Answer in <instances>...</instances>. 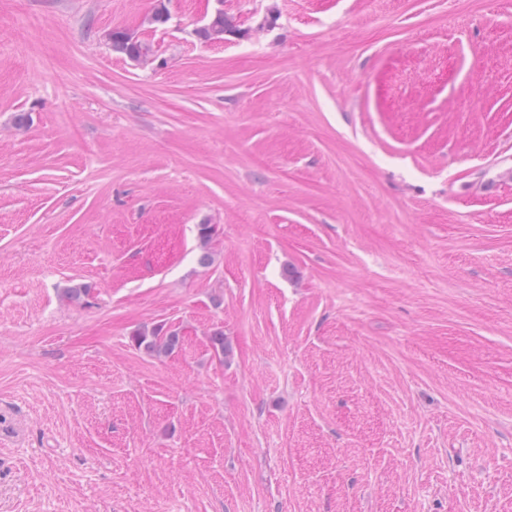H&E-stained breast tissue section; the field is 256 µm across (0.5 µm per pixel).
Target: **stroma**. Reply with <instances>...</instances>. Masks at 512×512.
Listing matches in <instances>:
<instances>
[{"label":"stroma","instance_id":"1","mask_svg":"<svg viewBox=\"0 0 512 512\" xmlns=\"http://www.w3.org/2000/svg\"><path fill=\"white\" fill-rule=\"evenodd\" d=\"M0 512H512V0H0ZM233 32V28L229 23L224 12H216L210 22L201 28L198 35L204 40H223L224 33ZM112 45L115 50L126 54L133 60H147L152 55V49L149 43L135 39L124 31L113 32ZM136 346L153 356L166 355L179 344V333L163 326L151 331H140L133 337Z\"/></svg>","mask_w":512,"mask_h":512}]
</instances>
